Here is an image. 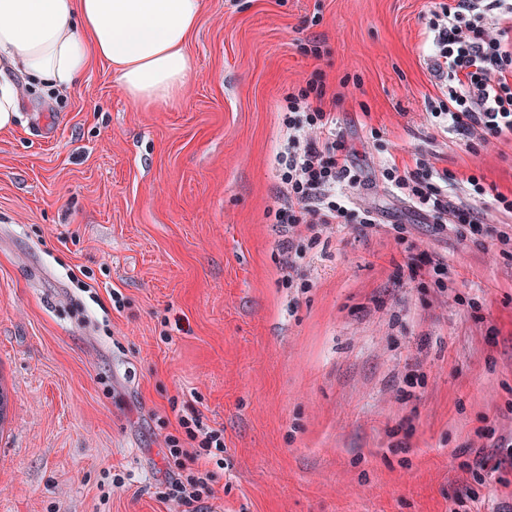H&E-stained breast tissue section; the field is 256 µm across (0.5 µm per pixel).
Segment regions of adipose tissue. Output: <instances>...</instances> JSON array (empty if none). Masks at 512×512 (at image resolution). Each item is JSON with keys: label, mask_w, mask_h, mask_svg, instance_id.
<instances>
[{"label": "adipose tissue", "mask_w": 512, "mask_h": 512, "mask_svg": "<svg viewBox=\"0 0 512 512\" xmlns=\"http://www.w3.org/2000/svg\"><path fill=\"white\" fill-rule=\"evenodd\" d=\"M202 0H0V130L13 127L23 87L69 89L106 61L135 104L174 98L193 62L187 43Z\"/></svg>", "instance_id": "1"}]
</instances>
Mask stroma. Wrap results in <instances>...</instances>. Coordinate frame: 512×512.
<instances>
[{
	"mask_svg": "<svg viewBox=\"0 0 512 512\" xmlns=\"http://www.w3.org/2000/svg\"><path fill=\"white\" fill-rule=\"evenodd\" d=\"M202 2L178 97L142 109L97 60L0 131V512H171L164 437L192 411L224 432L202 512H485L512 471L472 480L461 453L483 417L512 420V260L379 186L360 203L448 263L456 299L351 228L291 293L266 215L282 99L316 71L368 175L423 150L512 187V146L430 123L439 0Z\"/></svg>",
	"mask_w": 512,
	"mask_h": 512,
	"instance_id": "obj_1",
	"label": "stroma"
}]
</instances>
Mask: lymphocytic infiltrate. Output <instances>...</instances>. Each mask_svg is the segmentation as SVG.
<instances>
[{
    "instance_id": "1",
    "label": "lymphocytic infiltrate",
    "mask_w": 512,
    "mask_h": 512,
    "mask_svg": "<svg viewBox=\"0 0 512 512\" xmlns=\"http://www.w3.org/2000/svg\"><path fill=\"white\" fill-rule=\"evenodd\" d=\"M427 27L434 35L433 69L441 80L430 101L437 131L454 128L472 151L512 142V0H441ZM326 95L318 74L288 94L274 159L278 187L270 213L275 223L288 228L283 284L301 291L311 286L305 261L323 239L352 224L365 230L381 227L374 210L351 199L352 191L369 179L355 160V149L337 131ZM376 180L412 203L438 231L491 241L501 256L512 258V191H499L481 176L437 170L422 152L410 169L393 162L382 165ZM386 229L407 249L410 281L432 284L439 296H447L454 286L450 267L409 241L405 225ZM178 424L181 435L164 438L173 473L160 482L158 496L191 508L213 493L210 472L194 463L222 454L224 433L204 426L195 414L180 417ZM471 445L499 451L493 462L478 457L462 462L471 476L491 468L512 469V429L498 420H486Z\"/></svg>"
}]
</instances>
